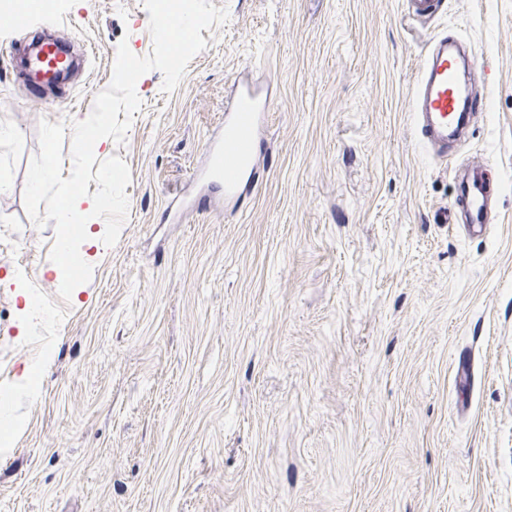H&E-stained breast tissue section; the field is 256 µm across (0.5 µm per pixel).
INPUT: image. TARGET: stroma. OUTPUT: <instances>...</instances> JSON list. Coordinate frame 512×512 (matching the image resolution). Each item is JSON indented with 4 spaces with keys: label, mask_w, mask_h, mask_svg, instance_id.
<instances>
[{
    "label": "stroma",
    "mask_w": 512,
    "mask_h": 512,
    "mask_svg": "<svg viewBox=\"0 0 512 512\" xmlns=\"http://www.w3.org/2000/svg\"><path fill=\"white\" fill-rule=\"evenodd\" d=\"M226 23L123 144L114 246L70 301L53 223L24 190L41 120L89 116L116 48L153 38L143 0H51L88 57L31 91L0 27V512H512V0H212ZM485 63L465 141L423 142L410 98L431 38ZM271 82L262 161L239 201L200 177L243 70ZM485 165V234L439 223Z\"/></svg>",
    "instance_id": "35a3bbf8"
}]
</instances>
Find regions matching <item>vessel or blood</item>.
I'll list each match as a JSON object with an SVG mask.
<instances>
[{"label":"vessel or blood","mask_w":512,"mask_h":512,"mask_svg":"<svg viewBox=\"0 0 512 512\" xmlns=\"http://www.w3.org/2000/svg\"><path fill=\"white\" fill-rule=\"evenodd\" d=\"M70 41L55 25L36 34L17 59L20 76L28 87L49 91L68 84L77 69L69 51ZM469 92L458 77V59L447 35L433 37L411 99L426 144L439 156L448 154V133L460 120L461 106ZM265 102L257 85L244 84L235 91L224 116V125L207 141L202 171L209 181L222 183L225 201L239 199L257 170L258 142L263 128ZM461 194L467 206L469 233L482 234L490 222L492 189L484 166L467 165Z\"/></svg>","instance_id":"vessel-or-blood-1"}]
</instances>
